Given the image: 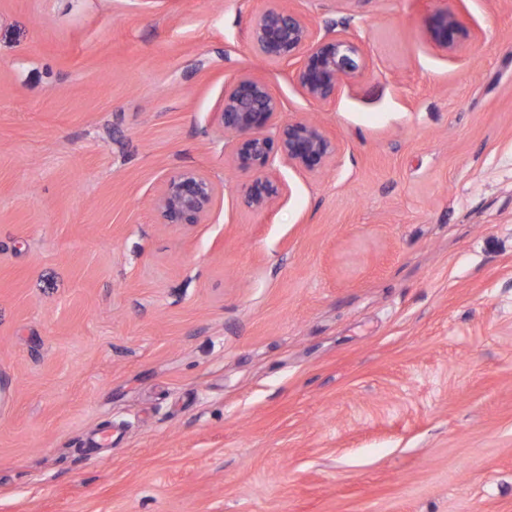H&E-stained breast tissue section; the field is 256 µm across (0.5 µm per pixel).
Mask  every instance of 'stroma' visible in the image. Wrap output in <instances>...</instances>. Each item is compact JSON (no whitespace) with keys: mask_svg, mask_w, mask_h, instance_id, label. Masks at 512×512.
Listing matches in <instances>:
<instances>
[{"mask_svg":"<svg viewBox=\"0 0 512 512\" xmlns=\"http://www.w3.org/2000/svg\"><path fill=\"white\" fill-rule=\"evenodd\" d=\"M271 2L0 0V512H512V0H286L363 41L327 105L252 56ZM244 71L338 142L264 211ZM424 38L436 50L454 55L473 40L474 33L460 14L444 8L430 16L424 29ZM219 193L218 184L208 174L185 169L166 181L155 209L163 224H201Z\"/></svg>","mask_w":512,"mask_h":512,"instance_id":"stroma-1","label":"stroma"}]
</instances>
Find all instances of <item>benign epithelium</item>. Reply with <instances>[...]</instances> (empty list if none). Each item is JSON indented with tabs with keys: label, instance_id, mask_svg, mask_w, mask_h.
I'll return each mask as SVG.
<instances>
[{
	"label": "benign epithelium",
	"instance_id": "obj_1",
	"mask_svg": "<svg viewBox=\"0 0 512 512\" xmlns=\"http://www.w3.org/2000/svg\"><path fill=\"white\" fill-rule=\"evenodd\" d=\"M425 40L436 50L454 55L469 44L474 33L460 14L436 10L424 29ZM250 51L269 64L292 63L305 97L325 104L339 86L366 67L362 40L342 29L325 33L302 15L279 3L257 12L251 24ZM283 106L267 84L240 73L224 84L218 122L231 139V161L249 176L244 203L253 210L268 208L279 195V185L268 170L275 156L310 173L328 166L337 152L336 140L320 125L282 120ZM220 189L206 173L185 169L170 177L156 198L163 224H200L213 209Z\"/></svg>",
	"mask_w": 512,
	"mask_h": 512
}]
</instances>
